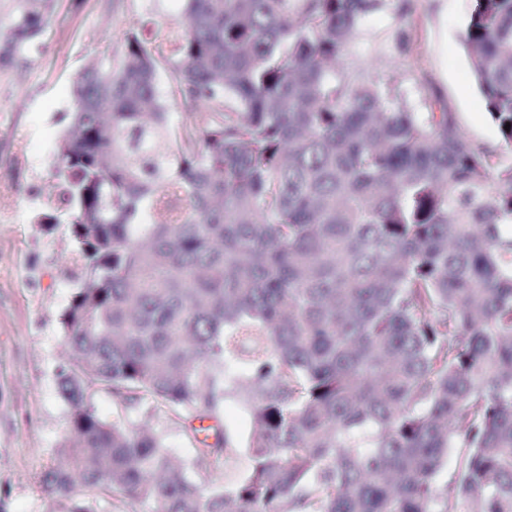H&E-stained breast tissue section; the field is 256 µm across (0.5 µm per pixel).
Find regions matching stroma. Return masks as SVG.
<instances>
[{"instance_id":"stroma-1","label":"stroma","mask_w":512,"mask_h":512,"mask_svg":"<svg viewBox=\"0 0 512 512\" xmlns=\"http://www.w3.org/2000/svg\"><path fill=\"white\" fill-rule=\"evenodd\" d=\"M471 0H411L364 19L347 65L402 83L418 106L420 83L436 89L474 143H497L471 76L462 35ZM144 14L175 25L170 0H58L28 63L0 77V512H54L40 488L69 433L70 408L58 389L67 363L61 314L80 283L67 224L45 231L60 127L73 82L88 62L120 52L124 31Z\"/></svg>"}]
</instances>
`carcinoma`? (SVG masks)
Here are the masks:
<instances>
[{
	"label": "carcinoma",
	"instance_id": "1",
	"mask_svg": "<svg viewBox=\"0 0 512 512\" xmlns=\"http://www.w3.org/2000/svg\"><path fill=\"white\" fill-rule=\"evenodd\" d=\"M5 2L1 74L56 5ZM390 2L180 0L182 25L140 20L78 73L55 184L81 280L61 319L70 435L41 478L61 512L117 495L153 512H512V0H472L463 35L491 149L436 90L417 112L346 66ZM235 393L247 464L222 489L128 419L217 420ZM190 440L201 471L238 456L227 433Z\"/></svg>",
	"mask_w": 512,
	"mask_h": 512
}]
</instances>
